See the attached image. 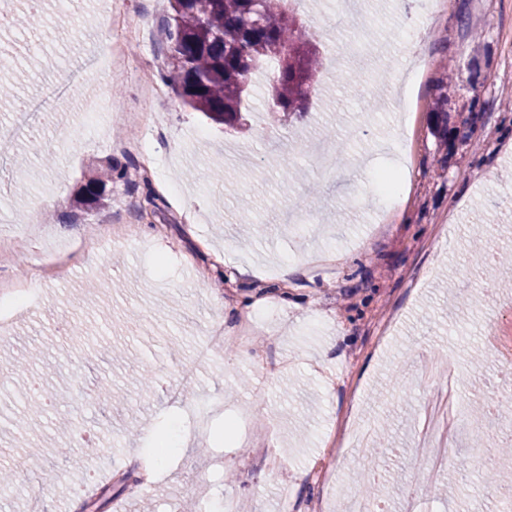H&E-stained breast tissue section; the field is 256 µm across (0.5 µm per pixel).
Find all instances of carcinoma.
<instances>
[{"instance_id":"carcinoma-1","label":"carcinoma","mask_w":512,"mask_h":512,"mask_svg":"<svg viewBox=\"0 0 512 512\" xmlns=\"http://www.w3.org/2000/svg\"><path fill=\"white\" fill-rule=\"evenodd\" d=\"M165 36L171 45L166 84L184 105L212 122L237 127L257 75L276 71L268 97L275 111L303 112L308 94L322 73V56L303 32L287 0H168ZM444 96L433 112V135L467 138L463 129L448 128ZM112 169L92 175L78 203L90 205L102 197Z\"/></svg>"}]
</instances>
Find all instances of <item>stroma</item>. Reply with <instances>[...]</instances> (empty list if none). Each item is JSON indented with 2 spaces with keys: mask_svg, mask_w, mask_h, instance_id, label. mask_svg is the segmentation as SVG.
<instances>
[{
  "mask_svg": "<svg viewBox=\"0 0 512 512\" xmlns=\"http://www.w3.org/2000/svg\"><path fill=\"white\" fill-rule=\"evenodd\" d=\"M447 2L431 36L419 0H370L366 23L388 40L374 57L340 23L336 0H296L328 56L321 89L306 114L278 119L257 87L241 131L172 92L141 95L140 70L160 72L170 55L167 0H126L131 15L152 13L151 34L109 70L96 64L108 0H77L69 11L40 0L38 26L0 30L10 59L0 83L14 89L0 98V125L17 104L36 106L0 161V238L18 245L0 259V280L37 290L9 309L0 339V466L13 486L0 512H29L40 478L16 469L22 457L53 473L45 512L103 496V512L133 505L119 480L158 432L179 444L154 468L153 512H197L201 499L217 506L227 495L241 512L256 503L281 512L287 497L345 502L371 466L390 512L409 495L421 512H512V457L473 424L498 356H512V265L497 267L491 300L472 267L474 252H512V0ZM366 55L371 64H357ZM448 68L460 77L443 89ZM106 87L109 108L145 113L148 124L87 123L84 100ZM443 95L449 126L478 115L471 137L445 148L431 130ZM404 139L413 145L406 199L380 224L375 181ZM131 142L151 148L155 176L126 151ZM107 165L117 176L104 205L75 208L88 176ZM106 221L132 226L134 238L103 241ZM340 253L349 261L336 262ZM296 261L303 272L280 281L278 268ZM249 302L275 307L251 346L202 354L206 331L236 323ZM440 356L454 372L456 406L469 408L455 450L467 474L440 476L433 495L412 436L429 391L419 376ZM187 367L194 383L171 400L166 389ZM348 420L383 427L390 448L362 457L346 443ZM267 425L277 468L246 443ZM79 429L95 456L70 445ZM323 456L337 479L321 485L311 467ZM490 470L509 474L504 501L478 495Z\"/></svg>",
  "mask_w": 512,
  "mask_h": 512,
  "instance_id": "stroma-1",
  "label": "stroma"
}]
</instances>
